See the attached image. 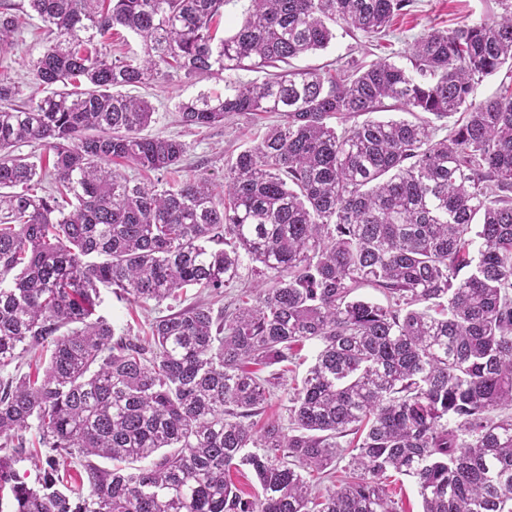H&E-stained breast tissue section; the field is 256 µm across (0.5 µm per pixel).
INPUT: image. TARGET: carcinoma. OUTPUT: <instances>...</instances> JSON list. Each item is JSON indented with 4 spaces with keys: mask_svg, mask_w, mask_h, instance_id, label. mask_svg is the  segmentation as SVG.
Segmentation results:
<instances>
[{
    "mask_svg": "<svg viewBox=\"0 0 512 512\" xmlns=\"http://www.w3.org/2000/svg\"><path fill=\"white\" fill-rule=\"evenodd\" d=\"M226 2L28 0L54 34L32 70L61 89L20 103L0 76V369L49 359L0 380V437L34 425L52 454L36 487L0 456L12 512H401L391 473L414 483L422 512H512V83L474 98L512 72V0L416 39L410 69L325 70L290 60L326 48L338 22L384 34L410 0H248L218 40ZM117 27L141 55L110 57ZM16 30L0 3L1 49ZM169 73L228 75L224 94L178 106L185 126L282 116L220 186L190 175L160 189L117 168L181 165L187 145L141 135L154 109L121 92ZM386 99L414 120L371 118ZM22 143L52 154L69 209L38 194ZM244 255L260 280L231 311L195 303L146 338L95 316L102 286L158 306L189 286L221 298ZM366 286L386 304L360 297ZM309 340L319 350L288 425L255 428ZM76 454L86 493L66 483ZM343 460L340 484L318 489ZM244 466L260 493L233 482Z\"/></svg>",
    "mask_w": 512,
    "mask_h": 512,
    "instance_id": "1",
    "label": "carcinoma"
}]
</instances>
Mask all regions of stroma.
Returning <instances> with one entry per match:
<instances>
[{
  "mask_svg": "<svg viewBox=\"0 0 512 512\" xmlns=\"http://www.w3.org/2000/svg\"><path fill=\"white\" fill-rule=\"evenodd\" d=\"M17 7L18 30L12 45L0 49V74L18 84L23 95L39 97L52 89L40 85L28 61L38 56L46 46L43 24L36 14L25 8L24 0H11ZM496 0H412L407 10L394 17L387 35L369 38L359 32H348L336 26V37L324 50L295 59L294 67L321 68L335 63L357 65L379 57L403 62L404 52L416 39L430 29L447 30L465 21H476L496 11ZM224 82L219 78L187 79L180 75L159 78L135 87L134 95L144 97L154 108L148 136H172L185 142L188 154L181 168L164 174L144 172L126 167V175L138 182L177 183L192 174H204L215 184L224 181L225 167L244 149L257 144L266 129L278 119L273 112H239L223 123L208 128L181 124L179 103L202 93L222 94ZM166 306L120 300L111 289L100 291L98 315L110 323L116 334L145 336L152 318L165 314Z\"/></svg>",
  "mask_w": 512,
  "mask_h": 512,
  "instance_id": "35a3bbf8",
  "label": "stroma"
}]
</instances>
